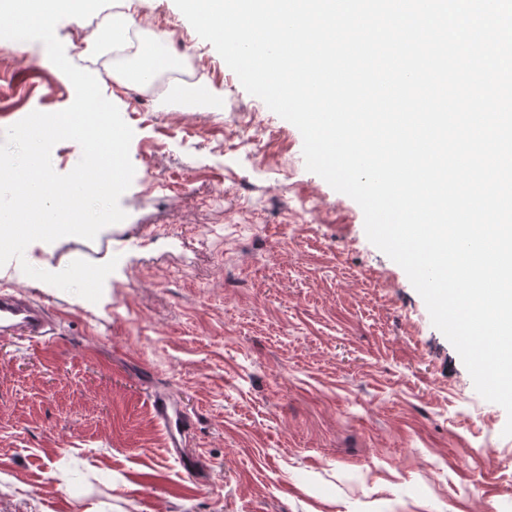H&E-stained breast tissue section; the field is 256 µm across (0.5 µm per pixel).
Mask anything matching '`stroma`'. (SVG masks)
<instances>
[{"label": "stroma", "mask_w": 512, "mask_h": 512, "mask_svg": "<svg viewBox=\"0 0 512 512\" xmlns=\"http://www.w3.org/2000/svg\"><path fill=\"white\" fill-rule=\"evenodd\" d=\"M125 11L135 38L88 53ZM160 18L191 53L141 105L121 78ZM82 25L56 35L132 128L137 174L124 221L25 251L49 272L117 259L98 302L0 267L58 316L44 342L0 336V512H512L505 410L367 239L360 206L307 170L300 131L174 0H114ZM193 57L223 110L176 106L172 73ZM74 97L50 60L0 46V133ZM158 394L187 424L198 479L167 451Z\"/></svg>", "instance_id": "35a3bbf8"}]
</instances>
